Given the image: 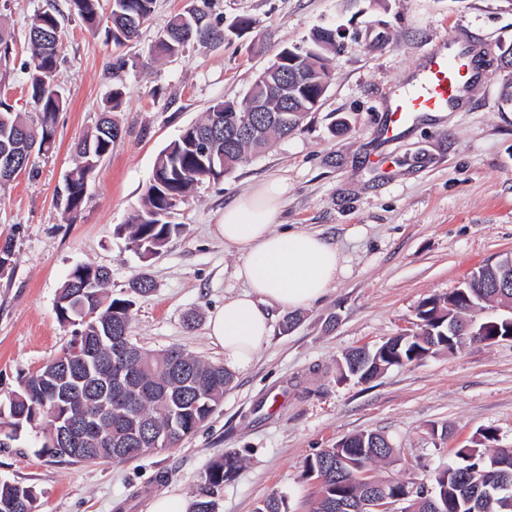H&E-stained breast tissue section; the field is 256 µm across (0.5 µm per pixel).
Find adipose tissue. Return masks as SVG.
Instances as JSON below:
<instances>
[{
	"label": "adipose tissue",
	"mask_w": 512,
	"mask_h": 512,
	"mask_svg": "<svg viewBox=\"0 0 512 512\" xmlns=\"http://www.w3.org/2000/svg\"><path fill=\"white\" fill-rule=\"evenodd\" d=\"M285 178L272 176L224 209L216 233L235 248V276L244 292L225 298L209 320V335L224 348V366L246 370L270 335V309L296 310L322 299L347 271L332 242L316 232L279 229Z\"/></svg>",
	"instance_id": "obj_1"
}]
</instances>
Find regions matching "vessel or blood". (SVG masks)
Here are the masks:
<instances>
[{"label":"vessel or blood","mask_w":512,"mask_h":512,"mask_svg":"<svg viewBox=\"0 0 512 512\" xmlns=\"http://www.w3.org/2000/svg\"><path fill=\"white\" fill-rule=\"evenodd\" d=\"M475 75L472 54L464 46L428 54L415 83L398 90L392 98L388 106L391 120L386 128L387 136H394L418 115L454 106Z\"/></svg>","instance_id":"1"}]
</instances>
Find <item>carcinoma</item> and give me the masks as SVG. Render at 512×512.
Returning a JSON list of instances; mask_svg holds the SVG:
<instances>
[{
	"instance_id": "obj_1",
	"label": "carcinoma",
	"mask_w": 512,
	"mask_h": 512,
	"mask_svg": "<svg viewBox=\"0 0 512 512\" xmlns=\"http://www.w3.org/2000/svg\"><path fill=\"white\" fill-rule=\"evenodd\" d=\"M155 0H108L109 14H100V0H69L70 10L92 28L104 26L112 43L121 46L139 35ZM28 39L32 55L24 67L28 92L38 124L32 126L0 101V183L27 168L33 151H49L56 137L58 114L67 98L58 83L62 49L59 15L48 9L30 20ZM190 43L214 48L224 43V24L211 21L205 6L175 15L151 46L159 57H176ZM334 47L313 33L311 44L278 51L260 72L241 102L219 101L198 122L185 127L157 157L140 210L119 227L129 244L144 258L157 254L178 231L174 211L194 186L219 182L249 157L267 147L274 136L295 132L320 102L330 81L326 53ZM123 64L112 67V90L106 97L95 129L76 145L78 163L65 176L61 189L63 214L71 217L84 204L95 171L112 152L120 127L112 118L123 105L124 90L117 78ZM288 79V104L271 84ZM263 102L264 112L254 111ZM254 126L250 135L241 123ZM110 279L103 267L78 264L60 288L55 310L58 321L72 328V339L62 353L25 377L6 397L0 409V435L19 439L44 425L39 453L65 462L127 461L149 450L177 445L207 422L221 405L232 376L215 364L182 349L158 355L146 353L131 336L135 297L153 290V280L142 272L123 297L106 292ZM496 301L512 309V267L504 263L480 267L457 289L428 298L417 308V330L394 336L365 351L346 353L337 363L339 377L370 381L393 366L418 364L438 352L450 355L462 345L448 332L450 326L482 325L477 313ZM131 376L136 390L128 405L111 409L112 372ZM102 414L97 434L72 454L63 448L60 429L79 408ZM497 432L485 428L471 445L455 449L448 466L435 472L430 483L412 478L372 477L365 474L394 454L385 435L362 431L325 448L304 461L302 474L313 478L319 494L313 512H351L363 500L378 496L402 497L409 512H512V448L494 447ZM242 460L226 455L213 462L199 487L190 512H216L215 495L232 480ZM500 493L492 510L488 494ZM0 512H39V497L32 486L0 482ZM255 512H288L284 496L273 493Z\"/></svg>"
}]
</instances>
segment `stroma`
<instances>
[{"label":"stroma","instance_id":"1","mask_svg":"<svg viewBox=\"0 0 512 512\" xmlns=\"http://www.w3.org/2000/svg\"><path fill=\"white\" fill-rule=\"evenodd\" d=\"M193 4L156 0L138 41L118 48L67 14L66 0H0V26L13 36L0 96L32 115L28 25L53 6L66 13L58 82L68 100L53 148L0 184V242L13 244L12 271L0 276V402L69 342L55 301L79 263L108 268L115 296L140 271L150 273L155 289L133 308L132 336L143 350L179 347L223 363L208 320L242 285L238 256L215 226L226 204L269 176L288 181L283 227L321 232L347 272L309 307L272 309L271 335L252 366L234 373L221 407L177 446L71 464L40 455L41 437L30 429L0 447V481L34 487L40 512H149L166 491L194 498L211 463L236 455L242 466L217 512H254L273 493L285 496L289 512H311L317 486L302 477L305 459L364 430L398 450L377 474L421 481L481 429L495 428L500 446H512V341L469 342L366 383L336 374L346 351L414 331L423 300L512 255V106L502 100L511 73L500 62L512 44V0H210L212 20L229 28L248 14L258 27L228 32L212 49L154 59L157 32ZM323 26L337 32L332 79L301 129L272 139L223 180L198 185L174 216L179 233L141 258L116 227L139 209L159 152L215 102L242 100L281 48ZM452 36L484 53L464 105L384 139L386 96ZM119 58L122 133L69 220L55 193L74 165V143L100 117ZM380 151L390 171L372 164Z\"/></svg>","mask_w":512,"mask_h":512}]
</instances>
